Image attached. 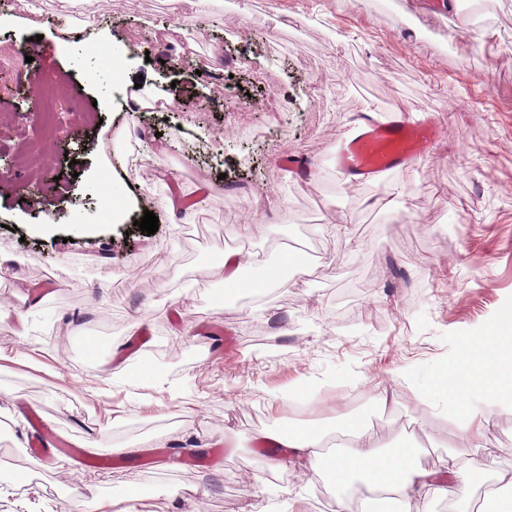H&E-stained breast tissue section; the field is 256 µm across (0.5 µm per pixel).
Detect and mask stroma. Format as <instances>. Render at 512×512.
<instances>
[{"mask_svg": "<svg viewBox=\"0 0 512 512\" xmlns=\"http://www.w3.org/2000/svg\"><path fill=\"white\" fill-rule=\"evenodd\" d=\"M20 2L0 0V512H90L93 495L121 512H335L328 480L264 453L303 379L333 382L305 420L328 432L357 416L380 452L410 446L443 470L457 433L443 400L414 392L512 309V0H476L478 22L459 0ZM102 42L170 109L128 111L88 49ZM49 76L66 96L46 136L34 106ZM393 106L436 118L431 152L346 185L338 138ZM104 173L129 189L118 223L99 210ZM251 219L263 230L242 237ZM285 242L307 266L261 298L230 292L225 253L250 252L238 275L259 280ZM206 326L234 339L232 359L210 358ZM144 365L182 402L138 398ZM43 423L88 450L27 482ZM482 444L478 499L512 474V415ZM115 446L120 468H91ZM214 448L204 468L182 462Z\"/></svg>", "mask_w": 512, "mask_h": 512, "instance_id": "obj_1", "label": "stroma"}]
</instances>
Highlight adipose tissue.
<instances>
[{"mask_svg":"<svg viewBox=\"0 0 512 512\" xmlns=\"http://www.w3.org/2000/svg\"><path fill=\"white\" fill-rule=\"evenodd\" d=\"M444 393L448 406L457 417L462 446L450 449L446 461L456 475L448 484L437 474L417 465L412 448H396L383 454L365 438L364 425L348 416L338 422L337 430L347 439L348 449L334 454L320 450V432L288 429L273 433L272 441L292 448L293 463L303 474L329 476L336 489V512H349L348 489L360 484L359 498L373 512H382L385 500L396 504V512H428L435 499L469 498L468 469L477 467L479 440L490 420L500 414H512V319H494L486 339L473 342L459 362L443 366L422 398Z\"/></svg>","mask_w":512,"mask_h":512,"instance_id":"ef3b65f1","label":"adipose tissue"}]
</instances>
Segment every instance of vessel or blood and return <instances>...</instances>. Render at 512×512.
<instances>
[{"label": "vessel or blood", "instance_id": "1", "mask_svg": "<svg viewBox=\"0 0 512 512\" xmlns=\"http://www.w3.org/2000/svg\"><path fill=\"white\" fill-rule=\"evenodd\" d=\"M436 134L437 125L431 118L412 122L395 113L383 122L373 113H358L352 132L336 149V169L346 184L374 182L426 155Z\"/></svg>", "mask_w": 512, "mask_h": 512}]
</instances>
